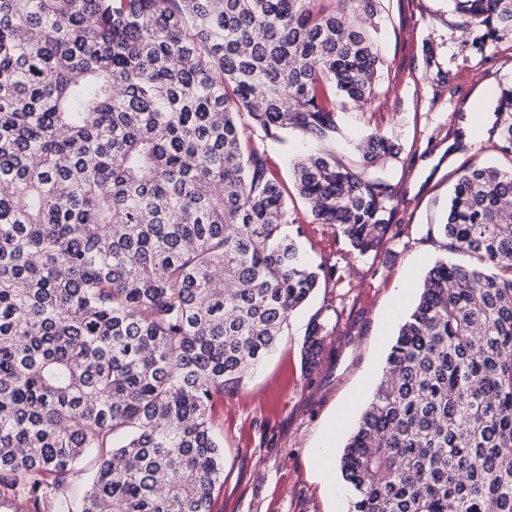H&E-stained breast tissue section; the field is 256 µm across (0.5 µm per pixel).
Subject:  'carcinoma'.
Segmentation results:
<instances>
[{
  "instance_id": "1",
  "label": "carcinoma",
  "mask_w": 512,
  "mask_h": 512,
  "mask_svg": "<svg viewBox=\"0 0 512 512\" xmlns=\"http://www.w3.org/2000/svg\"><path fill=\"white\" fill-rule=\"evenodd\" d=\"M379 0H0V492L25 512L78 473V512H213L216 400L325 282L286 232L252 133L328 145L296 195L364 255L399 146L336 156L376 94ZM512 34V0H452ZM493 135L512 156V82ZM512 165L458 172L440 261L338 459L347 512H512ZM322 328L303 349L315 365Z\"/></svg>"
}]
</instances>
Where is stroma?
I'll return each instance as SVG.
<instances>
[{"instance_id":"1","label":"stroma","mask_w":512,"mask_h":512,"mask_svg":"<svg viewBox=\"0 0 512 512\" xmlns=\"http://www.w3.org/2000/svg\"><path fill=\"white\" fill-rule=\"evenodd\" d=\"M384 62L377 96L340 118L346 163L354 143L378 131L400 147L392 163L395 210L377 251L348 254L333 226L315 221L300 199L288 230L305 257L335 266V287L319 290L291 317L276 350L218 404L223 418L224 487L215 512H345L314 472L309 450L341 412L357 415L380 378L388 346L436 261L462 262L429 235L441 223L458 170L502 164L487 132L464 141L489 93L512 79V39L465 29L451 0H381L373 19ZM312 143L266 140L270 175L290 183V163ZM325 336L318 363L302 362L312 322Z\"/></svg>"}]
</instances>
